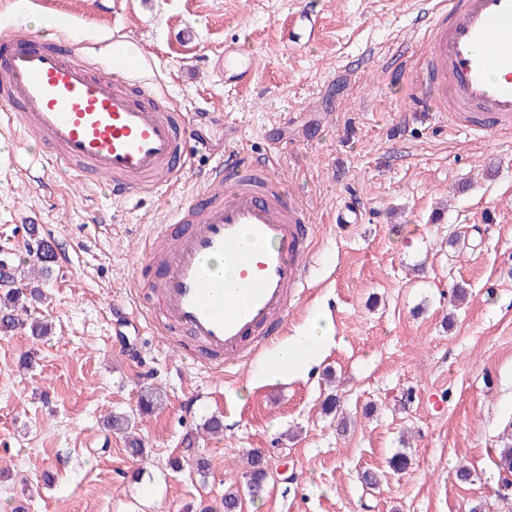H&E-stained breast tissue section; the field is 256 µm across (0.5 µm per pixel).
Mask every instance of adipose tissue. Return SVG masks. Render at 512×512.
<instances>
[{
  "label": "adipose tissue",
  "mask_w": 512,
  "mask_h": 512,
  "mask_svg": "<svg viewBox=\"0 0 512 512\" xmlns=\"http://www.w3.org/2000/svg\"><path fill=\"white\" fill-rule=\"evenodd\" d=\"M328 337L327 325L320 317H313L300 335L282 341L269 359L260 365L257 379H280L302 373L318 357Z\"/></svg>",
  "instance_id": "1"
}]
</instances>
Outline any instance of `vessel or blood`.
<instances>
[{"mask_svg": "<svg viewBox=\"0 0 512 512\" xmlns=\"http://www.w3.org/2000/svg\"><path fill=\"white\" fill-rule=\"evenodd\" d=\"M296 17L315 38L316 0H300ZM424 21L415 102L474 137L511 131L512 0H436ZM258 64L255 54L224 50L225 72L252 74ZM141 65L120 39L94 63L78 59L64 34L49 42L2 33L0 124L53 146L75 182H103L113 199L161 193L192 172L189 154L204 147L202 114L169 110L139 79ZM277 166L275 153L250 155L225 139L158 232L170 251L144 247L137 263L166 325L184 330L219 367L253 364L275 346L308 286L312 212L284 189Z\"/></svg>", "mask_w": 512, "mask_h": 512, "instance_id": "b4317fda", "label": "vessel or blood"}]
</instances>
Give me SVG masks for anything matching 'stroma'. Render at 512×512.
Listing matches in <instances>:
<instances>
[{
    "label": "stroma",
    "mask_w": 512,
    "mask_h": 512,
    "mask_svg": "<svg viewBox=\"0 0 512 512\" xmlns=\"http://www.w3.org/2000/svg\"><path fill=\"white\" fill-rule=\"evenodd\" d=\"M296 2L27 0L23 19L0 0V31L62 21L87 46L116 35L145 55L142 74L171 108L206 114L196 170L223 152L228 127L246 150L278 147L279 176L315 219L309 291L286 334L315 315L334 333L308 374L269 382L251 365L209 373L179 337L131 325L112 306L148 309L138 254L190 183L116 202L0 126V261L28 268L40 238L69 253L29 307L51 333L0 331V512H199L245 486L251 453L271 476L242 512H512V473L497 466L512 438V133L473 138L410 103L386 61L419 70L423 0H318L320 40L285 54ZM235 43L263 59L246 85L221 72ZM350 199L361 222L331 223ZM150 391L160 404L138 414ZM331 393L346 426L322 410ZM122 414L142 456L104 425ZM213 416L223 433H201ZM190 436L207 475L172 466Z\"/></svg>",
    "instance_id": "1"
}]
</instances>
